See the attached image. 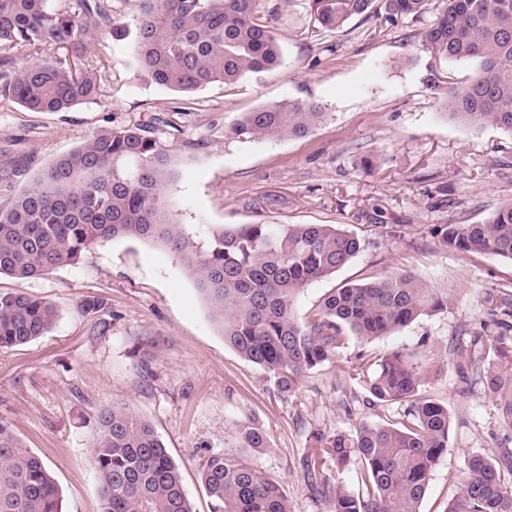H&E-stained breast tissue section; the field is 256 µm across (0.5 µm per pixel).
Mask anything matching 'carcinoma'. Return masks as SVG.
Returning <instances> with one entry per match:
<instances>
[{"mask_svg": "<svg viewBox=\"0 0 512 512\" xmlns=\"http://www.w3.org/2000/svg\"><path fill=\"white\" fill-rule=\"evenodd\" d=\"M421 19L433 0H316V21L333 31L353 16ZM135 35L112 18V0H0V99L34 112H63L100 94L83 57L99 33L133 38L144 76L192 93L216 81L276 69L281 39L258 16V0H135ZM421 43L441 62L468 61L474 73L433 79L446 114L481 130L512 134V0H443ZM64 52L54 62L39 55ZM30 59L20 64L15 52ZM316 102L285 99L242 112L227 127L229 139L282 140L309 135L324 119ZM172 178L167 153L138 126L100 130L82 147L59 157L0 210V274L39 277L77 263L93 244L115 238L154 241L182 263L208 301L224 341L245 360L292 387L302 373L340 348L343 328L362 341L388 335L421 315L441 313L453 300L410 272L362 284H344L317 314L302 320L295 300L312 282L335 273L359 252L360 242L333 224H225L199 234L179 223L162 193ZM442 243L464 253L512 261V202L483 224H441ZM489 315L504 329L478 361L501 419L512 430V300H488ZM53 305L42 297L0 292V350L26 344L50 329ZM431 369L410 356H383L369 376L371 394L408 404L409 424H363L353 436L320 439L323 459L361 468L354 494L324 478L319 495L331 512H419L437 461L448 451L451 416L442 404L418 397ZM240 447H268L252 422L240 424ZM94 466L100 512H193L176 464L152 426L125 406L106 407L95 422ZM468 474L445 512H512V447L472 456ZM202 480L211 512H290L280 484L250 459L224 452L206 457ZM0 512H61L59 489L48 467L23 448L0 421Z\"/></svg>", "mask_w": 512, "mask_h": 512, "instance_id": "1", "label": "carcinoma"}]
</instances>
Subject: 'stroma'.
<instances>
[{"label":"stroma","mask_w":512,"mask_h":512,"mask_svg":"<svg viewBox=\"0 0 512 512\" xmlns=\"http://www.w3.org/2000/svg\"><path fill=\"white\" fill-rule=\"evenodd\" d=\"M260 5L282 41L283 63L273 71L185 94L146 81L130 40L101 35L83 58L100 82L96 99L67 112L0 100V169H15L0 179V209L99 130L150 127L175 173L163 197L181 223L334 224L358 237L359 253L300 295V317H313L342 284L401 271L448 291L455 305L369 342L346 335L329 360L279 391L225 343L206 299L163 245L104 240L50 274L0 275V292L42 297L56 309L46 336L0 350V420L49 467L63 512H100L91 451L96 416L112 405L154 427L194 512H210L205 457L235 452L243 420L266 434L268 448L251 458L282 485L292 512H329L304 461L319 436L403 422L407 404L376 399L350 369L359 361L374 370L393 351L410 354L417 368H438L419 394L451 414L448 451L420 512H444L470 456L512 443L485 383L457 356L471 332L486 343L500 333L485 300L512 289V262L461 253L435 233L441 224L484 222L512 202V134L450 119L428 83L447 71L465 80L474 64H443L422 47L431 12L395 23L355 16L326 32L315 24L313 0ZM282 99L317 102L327 117L303 138H225L239 113ZM367 157L374 167H363ZM89 297L103 310L83 313Z\"/></svg>","instance_id":"1"}]
</instances>
